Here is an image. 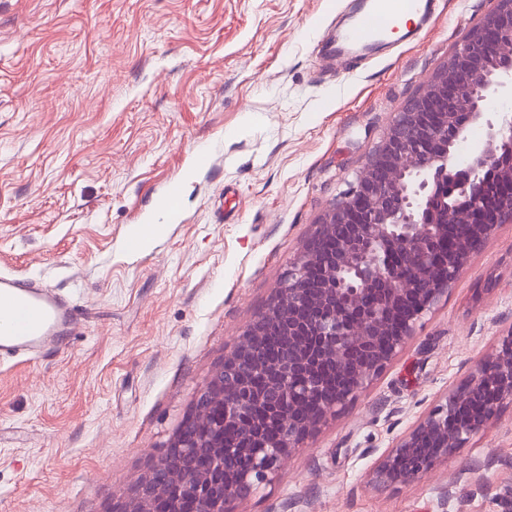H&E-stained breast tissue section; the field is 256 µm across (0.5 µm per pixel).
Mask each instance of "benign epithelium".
<instances>
[{"label":"benign epithelium","instance_id":"1","mask_svg":"<svg viewBox=\"0 0 512 512\" xmlns=\"http://www.w3.org/2000/svg\"><path fill=\"white\" fill-rule=\"evenodd\" d=\"M403 111L345 196L290 262L275 296L224 355L189 418L122 512H226L273 482L290 453L345 410L448 296L473 254L512 223V114L487 122L467 161L456 147L491 94H512V0H494ZM494 39L488 40L487 35ZM281 352L266 355V337ZM512 401V328L470 376L374 463L377 490L406 486L467 447ZM220 407V424L210 413ZM204 456L208 467L171 465Z\"/></svg>","mask_w":512,"mask_h":512}]
</instances>
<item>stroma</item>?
I'll return each mask as SVG.
<instances>
[{
  "instance_id": "1",
  "label": "stroma",
  "mask_w": 512,
  "mask_h": 512,
  "mask_svg": "<svg viewBox=\"0 0 512 512\" xmlns=\"http://www.w3.org/2000/svg\"><path fill=\"white\" fill-rule=\"evenodd\" d=\"M355 2L0 0V272L80 318L52 356L0 361V512H119L395 113L495 6L440 0L417 39L340 72L320 48ZM189 173L179 222L136 249L132 227ZM511 327L512 223L230 512H512V404L421 481L366 484Z\"/></svg>"
}]
</instances>
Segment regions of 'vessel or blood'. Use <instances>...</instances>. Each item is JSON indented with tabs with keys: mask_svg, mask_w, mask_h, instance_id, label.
<instances>
[{
	"mask_svg": "<svg viewBox=\"0 0 512 512\" xmlns=\"http://www.w3.org/2000/svg\"><path fill=\"white\" fill-rule=\"evenodd\" d=\"M436 0H366L357 20L341 37L351 50L389 36L410 17L427 16ZM77 318L56 291L36 281L0 273V359H40L61 337L71 335Z\"/></svg>",
	"mask_w": 512,
	"mask_h": 512,
	"instance_id": "b4317fda",
	"label": "vessel or blood"
}]
</instances>
